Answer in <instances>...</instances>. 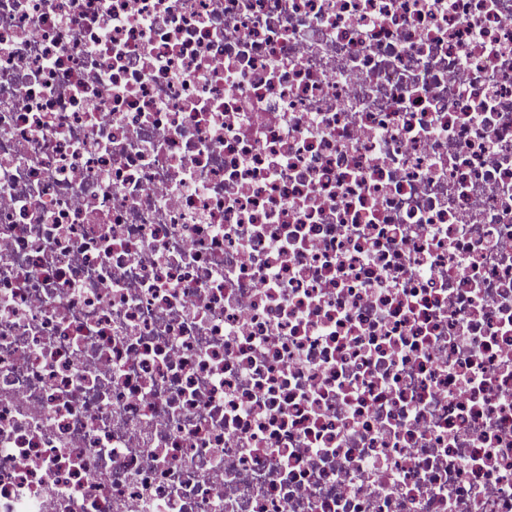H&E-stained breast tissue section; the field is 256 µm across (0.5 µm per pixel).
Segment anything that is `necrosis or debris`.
<instances>
[{
  "instance_id": "obj_1",
  "label": "necrosis or debris",
  "mask_w": 512,
  "mask_h": 512,
  "mask_svg": "<svg viewBox=\"0 0 512 512\" xmlns=\"http://www.w3.org/2000/svg\"><path fill=\"white\" fill-rule=\"evenodd\" d=\"M0 512H512V0H0Z\"/></svg>"
}]
</instances>
